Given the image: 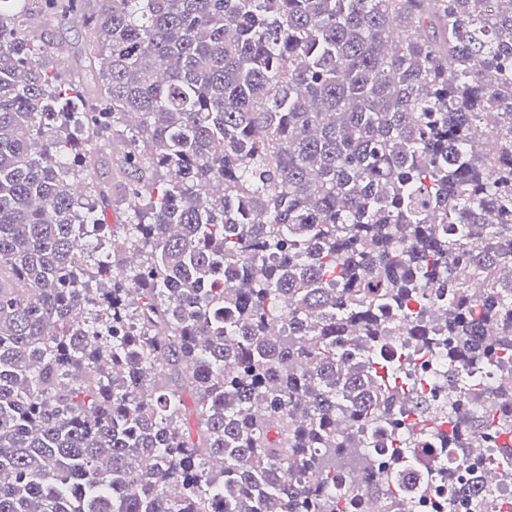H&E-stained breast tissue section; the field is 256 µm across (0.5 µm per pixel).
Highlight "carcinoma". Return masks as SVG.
Returning a JSON list of instances; mask_svg holds the SVG:
<instances>
[{"instance_id":"carcinoma-1","label":"carcinoma","mask_w":512,"mask_h":512,"mask_svg":"<svg viewBox=\"0 0 512 512\" xmlns=\"http://www.w3.org/2000/svg\"><path fill=\"white\" fill-rule=\"evenodd\" d=\"M17 2L0 512H401L438 480L419 449L476 465L512 435V374L473 376L512 356V0H36L79 28L92 98ZM407 337L448 402L409 383ZM493 492L450 475L440 507Z\"/></svg>"}]
</instances>
